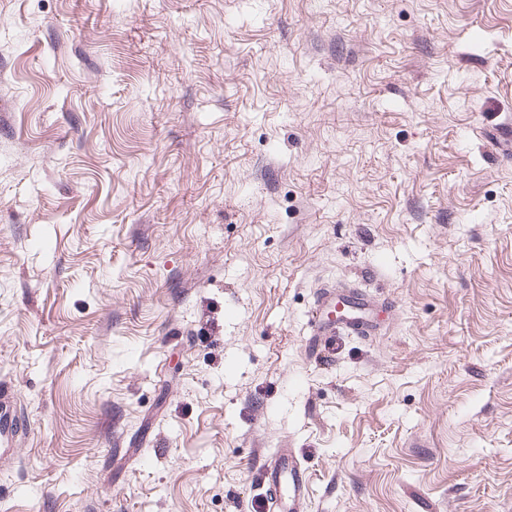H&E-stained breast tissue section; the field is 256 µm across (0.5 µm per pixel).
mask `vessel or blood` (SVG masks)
Masks as SVG:
<instances>
[{
	"label": "vessel or blood",
	"instance_id": "obj_1",
	"mask_svg": "<svg viewBox=\"0 0 512 512\" xmlns=\"http://www.w3.org/2000/svg\"><path fill=\"white\" fill-rule=\"evenodd\" d=\"M366 302V296L356 289L320 288L309 318L311 346H320L342 331L354 336L375 335L377 325L363 315ZM256 478L266 491L269 512H306L309 475L295 449L281 448L265 456Z\"/></svg>",
	"mask_w": 512,
	"mask_h": 512
}]
</instances>
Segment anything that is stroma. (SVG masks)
Instances as JSON below:
<instances>
[{
    "mask_svg": "<svg viewBox=\"0 0 512 512\" xmlns=\"http://www.w3.org/2000/svg\"><path fill=\"white\" fill-rule=\"evenodd\" d=\"M511 124L512 0H0V512H512ZM368 299L357 289L320 288L315 295L309 318L311 346L319 348L328 337L346 331L354 336H374L377 325L363 316ZM343 303L345 311L336 315V307ZM255 476L265 488L267 510L305 512L309 475L295 449L279 448L275 453L266 455Z\"/></svg>",
    "mask_w": 512,
    "mask_h": 512,
    "instance_id": "1",
    "label": "stroma"
}]
</instances>
